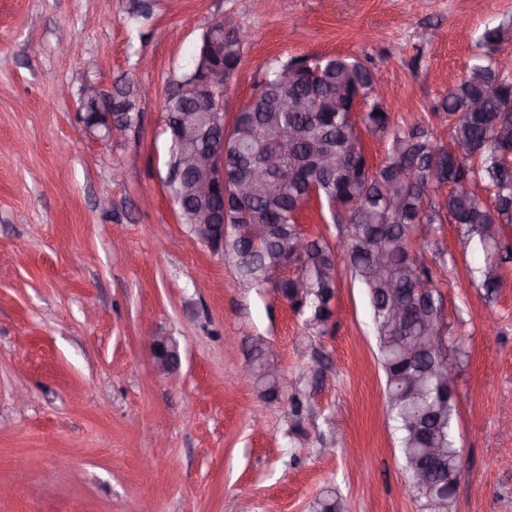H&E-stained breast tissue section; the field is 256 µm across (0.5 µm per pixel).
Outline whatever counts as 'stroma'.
<instances>
[{
	"instance_id": "35a3bbf8",
	"label": "stroma",
	"mask_w": 512,
	"mask_h": 512,
	"mask_svg": "<svg viewBox=\"0 0 512 512\" xmlns=\"http://www.w3.org/2000/svg\"><path fill=\"white\" fill-rule=\"evenodd\" d=\"M0 0V512H426L407 487L363 288L340 268L324 329L272 285L241 287L196 242L164 186L162 103L203 30L233 14L250 37L224 117L270 64L342 55L389 88L393 122L448 127L436 107L512 0ZM151 86L139 126L80 132L85 83ZM432 264L463 471L453 512H512V256L487 292L456 225ZM148 336L171 337L178 382ZM271 345L264 401L244 371ZM303 402L292 414L293 396Z\"/></svg>"
}]
</instances>
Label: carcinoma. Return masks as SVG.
Masks as SVG:
<instances>
[{
	"mask_svg": "<svg viewBox=\"0 0 512 512\" xmlns=\"http://www.w3.org/2000/svg\"><path fill=\"white\" fill-rule=\"evenodd\" d=\"M503 26L485 28L468 74L443 98L436 111L448 122V141L425 126L391 124L385 101L375 96L377 78L373 69L352 57L303 56L280 61L258 85L257 92L242 105V114L224 127V169L228 210L224 212V256L233 264L239 283L246 288L267 284L269 271L279 265L296 269L282 280L278 291L306 315L314 327L332 318L331 301L336 290V251L345 253L351 276L365 289L376 333L382 368L386 375V397L392 420L401 433V448L413 492L424 500L426 512H452L454 498L417 484L411 467L424 462L431 482L458 483L461 461L451 439L455 412L454 393L445 349L440 344L444 326V297L434 285L431 270L422 256L445 261L439 241L443 225L463 230L462 249L472 250L482 264L469 270L490 290L501 286L499 273L504 243L503 225L512 224V81L498 68L493 49L501 42ZM202 67L217 68L229 78L240 66L244 44L230 34L219 37L215 29L203 36ZM295 72L294 85L280 87V72ZM343 86L349 97L359 96L368 105L361 122L352 113L336 108V88ZM219 79L212 91L196 96L188 89L181 96L164 95L163 108L193 114L198 130L209 127L208 102H216ZM310 103L293 111L288 97ZM139 87L124 83L112 94L114 111L121 114L118 127L139 125ZM386 138V157L370 165L361 131ZM288 146V180L275 195L265 183L250 185L239 200L231 184L249 168L257 151L274 152L291 133ZM464 144L470 152L453 156ZM326 148L336 156V165L311 176L312 191L291 175L301 157L313 148ZM185 141L168 143L167 171L179 167ZM480 183L488 191L484 198L470 188ZM403 201L399 211L388 199ZM182 223H202L201 204L175 200ZM315 206L328 213L332 223L347 225V233L336 243L305 235L300 224L303 211ZM307 241L305 251L298 243ZM386 263H373L376 253ZM404 309V317L392 319L393 309ZM249 379L268 400L280 396V379H270L265 366L270 360L254 349ZM444 449L443 458L432 459V449ZM312 512H340V503L327 491L315 499Z\"/></svg>",
	"mask_w": 512,
	"mask_h": 512,
	"instance_id": "obj_1",
	"label": "carcinoma"
}]
</instances>
